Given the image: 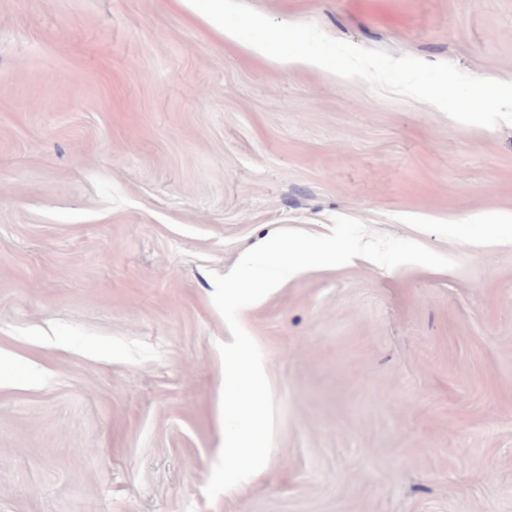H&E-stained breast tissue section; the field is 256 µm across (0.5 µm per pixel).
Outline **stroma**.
Instances as JSON below:
<instances>
[{"label": "stroma", "mask_w": 512, "mask_h": 512, "mask_svg": "<svg viewBox=\"0 0 512 512\" xmlns=\"http://www.w3.org/2000/svg\"><path fill=\"white\" fill-rule=\"evenodd\" d=\"M512 82V0H245ZM452 269L358 257L237 319L278 410L215 499L212 295L334 217ZM0 512H512V125L221 39L174 0H0Z\"/></svg>", "instance_id": "stroma-1"}]
</instances>
